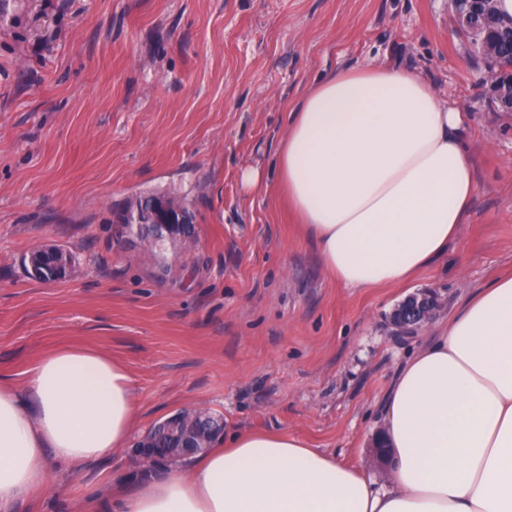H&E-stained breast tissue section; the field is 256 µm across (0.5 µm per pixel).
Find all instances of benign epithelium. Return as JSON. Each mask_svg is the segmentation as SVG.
Masks as SVG:
<instances>
[{"instance_id":"obj_1","label":"benign epithelium","mask_w":512,"mask_h":512,"mask_svg":"<svg viewBox=\"0 0 512 512\" xmlns=\"http://www.w3.org/2000/svg\"><path fill=\"white\" fill-rule=\"evenodd\" d=\"M456 27L468 30L473 35L472 49L481 57L492 58L494 51L487 39L486 29L496 24V0H469L466 5L453 0ZM495 103L504 111L512 112V80L494 81ZM195 222L185 210L171 206L164 200H152L128 210L124 223L115 225V238L130 241V237L140 240H168L181 243L194 237ZM30 273L45 282L66 277L73 266L72 256L57 247H38L28 257ZM439 307L438 295L432 291H422L406 297L398 303L390 314V323L396 333H414L428 323ZM175 423L161 425L156 429L157 436L170 439L167 448H152L141 441L135 446V453L141 459L157 465L172 457H188L204 451L210 439L224 431V421L211 414L202 413L195 418L182 419L173 415Z\"/></svg>"}]
</instances>
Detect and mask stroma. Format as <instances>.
Wrapping results in <instances>:
<instances>
[{"label":"stroma","mask_w":512,"mask_h":512,"mask_svg":"<svg viewBox=\"0 0 512 512\" xmlns=\"http://www.w3.org/2000/svg\"><path fill=\"white\" fill-rule=\"evenodd\" d=\"M412 70L470 117L477 194L446 258L411 288L329 279L272 173L288 109L340 67ZM186 198L196 240L158 254L114 238L112 207ZM69 277L29 276L34 248ZM512 272V113L458 37L450 0H0V381L49 349L94 347L129 372L134 438L185 410L225 431H286L357 463L399 365ZM443 306L416 334L388 322L408 292ZM140 467L130 448L51 468L18 512H79ZM30 273L45 282L66 277L73 266L72 256L57 247H38L28 257Z\"/></svg>","instance_id":"1"}]
</instances>
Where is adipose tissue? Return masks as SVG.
<instances>
[{"label": "adipose tissue", "mask_w": 512, "mask_h": 512, "mask_svg": "<svg viewBox=\"0 0 512 512\" xmlns=\"http://www.w3.org/2000/svg\"><path fill=\"white\" fill-rule=\"evenodd\" d=\"M465 113L415 73L345 67L290 112L276 186L337 284L403 285L444 257L477 192ZM132 378L106 353L45 352L23 387L0 383V512L42 491L50 464L125 447ZM390 469L377 485L287 432L237 431L223 447L139 477L95 512H512V276L471 294L400 367L382 403Z\"/></svg>", "instance_id": "adipose-tissue-1"}]
</instances>
